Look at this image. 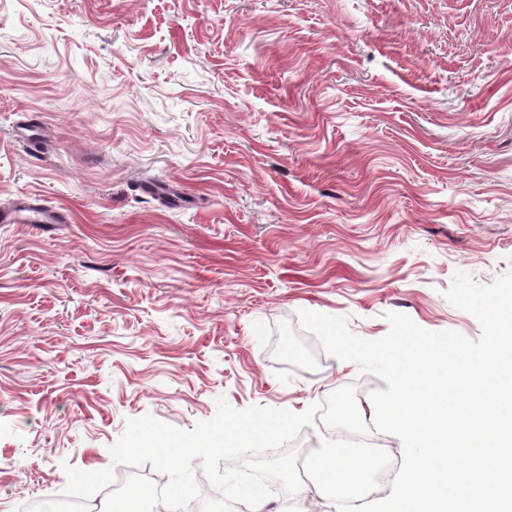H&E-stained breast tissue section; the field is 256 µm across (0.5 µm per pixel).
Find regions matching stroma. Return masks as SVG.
I'll return each instance as SVG.
<instances>
[{"label": "stroma", "mask_w": 512, "mask_h": 512, "mask_svg": "<svg viewBox=\"0 0 512 512\" xmlns=\"http://www.w3.org/2000/svg\"><path fill=\"white\" fill-rule=\"evenodd\" d=\"M27 199L69 221L0 224V512L129 476L148 414L352 385L372 422L385 382L298 313L480 338L445 294L512 271V0H0V206Z\"/></svg>", "instance_id": "35a3bbf8"}]
</instances>
